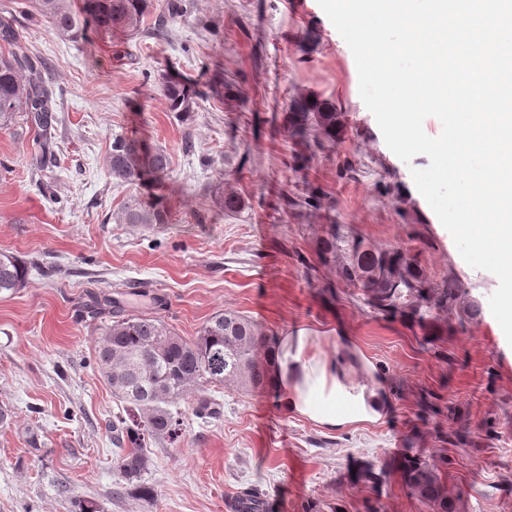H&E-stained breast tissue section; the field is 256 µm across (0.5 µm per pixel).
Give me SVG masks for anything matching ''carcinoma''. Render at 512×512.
Returning <instances> with one entry per match:
<instances>
[{
  "label": "carcinoma",
  "instance_id": "1",
  "mask_svg": "<svg viewBox=\"0 0 512 512\" xmlns=\"http://www.w3.org/2000/svg\"><path fill=\"white\" fill-rule=\"evenodd\" d=\"M29 18L43 21L59 36L78 39L89 26H121L137 33L153 10V0H82L81 14L74 13L68 0H33ZM22 31L13 16H0V41L10 47L0 55V129L22 118V126L35 131L38 151L31 167L40 170L54 157L53 125L56 116L52 92L46 85L47 64L33 57L22 44ZM163 92L173 112H190L196 91L178 81L166 80ZM291 135L300 140L311 134L336 139L340 117L332 111L305 102L288 115ZM167 152L138 140L116 135L112 138L109 170L112 179L126 185L139 183L144 176H164L169 169ZM116 224L168 223L160 202L130 199L112 214ZM320 255L337 264L340 276L362 289L365 302L375 311L394 314L410 310L419 314L430 307L451 313L461 285L448 280L431 285L418 272L416 260L402 252L378 251L358 238L349 239L325 228L319 238ZM36 268L16 256L0 252V294H14ZM81 317L106 320L95 348L97 369L123 403L113 416V444L118 449L117 470L121 480L135 485L143 495L155 489L141 483L149 469L150 445L175 443L180 437L182 412L178 404L191 392L209 386H232L243 392L269 390L272 365L269 353L273 337L265 334L249 316L224 310L212 316L186 340L162 321L146 315L125 313L120 302L103 292L88 293ZM197 415H220L217 403L203 395L197 399ZM410 486L436 512H448V488L426 465H415L407 474Z\"/></svg>",
  "mask_w": 512,
  "mask_h": 512
}]
</instances>
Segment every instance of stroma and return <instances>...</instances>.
Returning <instances> with one entry per match:
<instances>
[{
	"instance_id": "35a3bbf8",
	"label": "stroma",
	"mask_w": 512,
	"mask_h": 512,
	"mask_svg": "<svg viewBox=\"0 0 512 512\" xmlns=\"http://www.w3.org/2000/svg\"><path fill=\"white\" fill-rule=\"evenodd\" d=\"M177 2L166 39L148 19L134 35L92 28L74 41L29 22L30 0H0L47 62L58 115L57 164L40 173L31 134L0 130V252L48 270L0 297V407L14 413L0 425V512H71L74 499L100 512H233L250 489L269 512H432L404 477L412 461L435 468L452 512H512V345L489 308L498 279L462 259L416 189L411 171L428 157L407 163L387 147L317 0ZM172 74L199 90L189 120L163 95ZM311 97L343 113L335 139L290 136L288 113ZM117 134L167 151L160 184L113 181ZM229 187L232 211L218 203ZM152 193L168 223L110 221ZM306 196L317 207L284 205ZM328 224L414 255L429 283L461 282L467 304L420 322L375 313L320 258ZM91 290L188 340L225 309L272 336L341 332L385 380L392 409L329 430L288 416L272 391L216 390L215 419L189 396L180 439L151 448L156 497L113 495L108 424L121 405L96 368L100 332L79 316Z\"/></svg>"
}]
</instances>
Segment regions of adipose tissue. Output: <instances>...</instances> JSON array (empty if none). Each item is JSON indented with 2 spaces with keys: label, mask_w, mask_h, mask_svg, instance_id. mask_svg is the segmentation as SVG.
<instances>
[{
  "label": "adipose tissue",
  "mask_w": 512,
  "mask_h": 512,
  "mask_svg": "<svg viewBox=\"0 0 512 512\" xmlns=\"http://www.w3.org/2000/svg\"><path fill=\"white\" fill-rule=\"evenodd\" d=\"M331 350L308 329L280 337L274 349L275 382L288 415L328 429L383 419L390 401L367 358L350 337H331Z\"/></svg>",
  "instance_id": "adipose-tissue-1"
}]
</instances>
